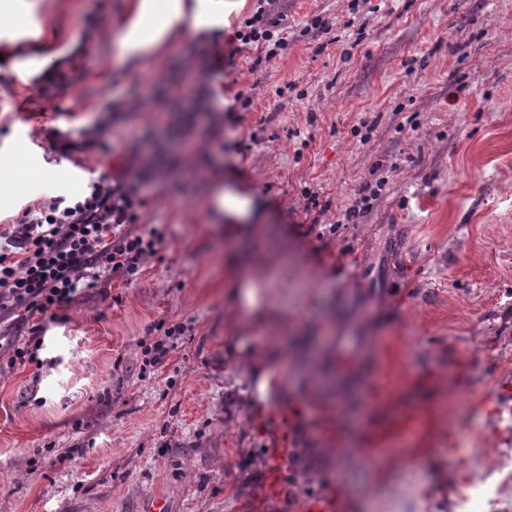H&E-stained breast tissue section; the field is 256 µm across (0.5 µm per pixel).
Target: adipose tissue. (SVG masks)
Segmentation results:
<instances>
[{"label":"adipose tissue","instance_id":"adipose-tissue-1","mask_svg":"<svg viewBox=\"0 0 512 512\" xmlns=\"http://www.w3.org/2000/svg\"><path fill=\"white\" fill-rule=\"evenodd\" d=\"M231 11L229 0H127L112 23L116 55L129 68L147 67L173 29L204 38L226 26Z\"/></svg>","mask_w":512,"mask_h":512}]
</instances>
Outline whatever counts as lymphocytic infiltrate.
Returning <instances> with one entry per match:
<instances>
[{
    "label": "lymphocytic infiltrate",
    "instance_id": "f902f5d3",
    "mask_svg": "<svg viewBox=\"0 0 512 512\" xmlns=\"http://www.w3.org/2000/svg\"><path fill=\"white\" fill-rule=\"evenodd\" d=\"M139 203L133 186L104 175L82 200L46 196L24 208L0 232V309L51 317L111 273L137 271L158 243L124 230Z\"/></svg>",
    "mask_w": 512,
    "mask_h": 512
}]
</instances>
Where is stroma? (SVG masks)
<instances>
[{
    "label": "stroma",
    "instance_id": "35a3bbf8",
    "mask_svg": "<svg viewBox=\"0 0 512 512\" xmlns=\"http://www.w3.org/2000/svg\"><path fill=\"white\" fill-rule=\"evenodd\" d=\"M33 3L0 27V74L19 45L75 47L0 89V155L23 154L0 226L44 195L83 199L109 152L141 189L132 230L160 242L0 374V512H134L159 486L175 512H293L307 494L389 512L402 493L447 494L512 344V0H272L287 43L271 57L235 37L258 7L244 0L211 37L173 30L148 97L104 34L126 0ZM190 64L208 79L188 81ZM218 184L250 192L249 223H212ZM164 335L157 373L142 346ZM257 350L268 360L248 370ZM268 404L295 409L296 465L317 471L280 499L258 463ZM403 415L380 464L355 463Z\"/></svg>",
    "mask_w": 512,
    "mask_h": 512
}]
</instances>
